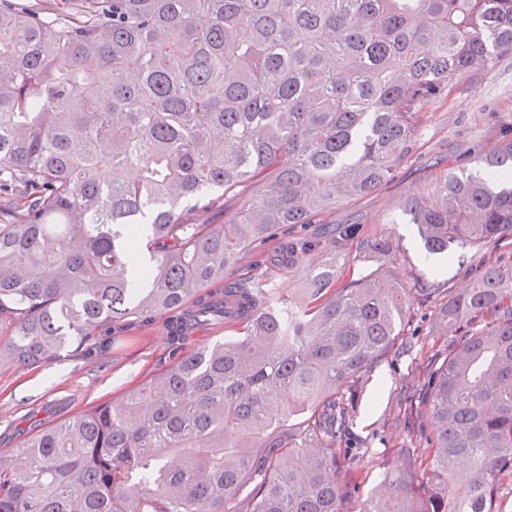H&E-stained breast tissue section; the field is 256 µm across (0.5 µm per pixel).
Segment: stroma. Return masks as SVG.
<instances>
[{"mask_svg": "<svg viewBox=\"0 0 512 512\" xmlns=\"http://www.w3.org/2000/svg\"><path fill=\"white\" fill-rule=\"evenodd\" d=\"M413 156L395 179L371 195L342 202L322 217L328 224H358L363 235H386L397 246L396 258L408 287L437 278L449 295L469 288L468 266L507 255L502 244L466 251L458 262L440 255L426 256L416 225L404 212L406 198L422 189L431 175L434 157L448 159L470 147L489 146L512 134V56L472 83L460 86L445 103L436 105ZM402 347L373 368L366 392L354 411V460L360 483L346 512H361L378 493L385 472L399 467L404 449L420 447L409 434L408 411L401 393L421 387L431 356L452 348L453 337L439 333L433 303L411 300ZM104 359L87 362L68 355L38 368L13 365L0 368V456L13 453L36 430L87 411L136 389L168 362L162 320L144 324H113Z\"/></svg>", "mask_w": 512, "mask_h": 512, "instance_id": "1", "label": "stroma"}]
</instances>
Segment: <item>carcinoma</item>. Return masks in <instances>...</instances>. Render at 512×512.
I'll return each mask as SVG.
<instances>
[{
  "label": "carcinoma",
  "mask_w": 512,
  "mask_h": 512,
  "mask_svg": "<svg viewBox=\"0 0 512 512\" xmlns=\"http://www.w3.org/2000/svg\"><path fill=\"white\" fill-rule=\"evenodd\" d=\"M512 53V0H0V367L91 358L176 315L169 365L0 458V512H345L350 417L403 335L392 240L337 203L395 178L433 106ZM440 160L405 207L428 254L512 236V136ZM221 207L189 224L185 204ZM298 301L224 269L275 230ZM376 267L343 279L350 254ZM438 308L455 337L410 410L426 447L362 512H502L512 478V262ZM224 323L236 339L189 350Z\"/></svg>",
  "instance_id": "1"
}]
</instances>
